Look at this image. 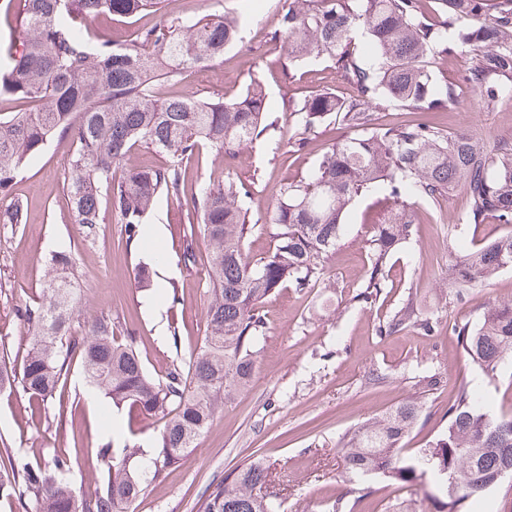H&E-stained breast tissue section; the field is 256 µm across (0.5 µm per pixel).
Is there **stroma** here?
<instances>
[{
  "label": "stroma",
  "instance_id": "35a3bbf8",
  "mask_svg": "<svg viewBox=\"0 0 512 512\" xmlns=\"http://www.w3.org/2000/svg\"><path fill=\"white\" fill-rule=\"evenodd\" d=\"M278 7L279 0H174L171 6L172 18L184 25L223 14L239 19L242 39L224 52V91L233 95L249 82H259L276 121L228 171L231 178L254 181L243 201L256 224L245 243L253 260L275 248L268 219L280 185L306 176L329 147L349 135L332 125L294 151L290 105L318 88L343 92L346 83L330 62L318 57L295 71L282 69L281 51L267 38ZM434 79L441 86H456L458 97L447 111L424 113V120L451 132H468L490 146L512 141V98L485 107L483 96L464 79L461 58L454 55L441 60ZM69 152V145H54L32 162L12 190L25 205L23 223L0 225V358L21 368L28 336L18 310L37 299L51 252L67 250L81 273L86 312H106L125 322L150 372L187 360L206 329L209 302L203 268H188L179 260L183 231L195 221V213L161 198L145 218L146 224L160 225L157 239L127 240L123 225L108 214L94 242L86 243L62 193ZM464 204L457 191L435 206L419 203L415 236L391 253L379 302L363 307L353 297L370 263L367 238L384 207L369 197L354 202L344 217V236L325 261L324 283L301 292L287 287L265 302L267 330L251 383L219 408L185 462L151 483L138 512H198L225 471L255 452L281 471L279 491L286 512H332L343 496L358 500L356 512H379L382 502L398 498L424 499L432 489L428 480L359 497L357 484L338 468L336 448L349 431L417 398L427 418L402 442L405 454L417 453L444 429L448 404L465 382L485 392L492 413L512 412V360L496 377L485 376L446 326L450 320H477L486 306L512 299V269L478 290L449 293V248L464 253L512 232V225L491 220L449 241L448 228L458 222ZM140 267L150 272L149 287H140L135 279ZM411 294L422 312L440 316L439 329L428 336L411 328L379 334L380 325ZM69 364L66 392L88 426V438L73 439L70 430L31 416L23 393L0 396V457L8 453L42 462L53 452L70 451L66 477L76 485L89 484L107 469L106 460L86 453L89 444L133 448L134 464L144 466L157 429L129 428L127 409L100 395L88 400L80 358ZM433 374L439 386H430Z\"/></svg>",
  "mask_w": 512,
  "mask_h": 512
}]
</instances>
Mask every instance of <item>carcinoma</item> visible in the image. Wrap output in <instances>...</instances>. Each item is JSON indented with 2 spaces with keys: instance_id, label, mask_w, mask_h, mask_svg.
Here are the masks:
<instances>
[{
  "instance_id": "obj_1",
  "label": "carcinoma",
  "mask_w": 512,
  "mask_h": 512,
  "mask_svg": "<svg viewBox=\"0 0 512 512\" xmlns=\"http://www.w3.org/2000/svg\"><path fill=\"white\" fill-rule=\"evenodd\" d=\"M171 0H9L4 22L18 30L8 63L0 67V99L36 104L33 110L0 113V224H20L24 204L11 197L31 162L53 141L75 146L63 195L85 239L95 236L101 209L124 225L130 241L144 232L156 198L192 206L200 226L184 230L185 267L206 260L207 328L185 363L157 376L145 369L128 329L100 313L81 335V286L70 252L54 251L39 302L20 309L31 338L14 373L0 360V392L21 387L30 413L57 401L54 419L75 426L64 401L68 361L79 353L86 382L114 405H125L159 429L152 470L127 465L128 448L95 449L112 464L94 488L63 479L70 456L56 453L36 465L8 460L0 465V496L29 499L36 512H136L148 486L181 465L210 426L218 405L249 385L256 369L254 347L265 335L262 304L279 289L320 285L324 261L344 234L342 217L351 202L383 188L391 205L369 239L372 259L362 290L370 305L384 288L387 259L414 233V200L439 202L459 189L467 208L448 229V287L460 293L512 268V234L488 240L457 255L462 228L495 219L512 224V143L487 149L468 133L416 120L378 123V114L441 112L455 101L454 85L440 88L434 68L446 55L463 59L468 83L486 104L512 94V0H280L268 39L281 44L293 66L311 56L328 59L356 89L311 92L290 113L295 145L309 144L326 122L355 128L323 153L313 173L279 188L269 217L276 240L265 258L251 261L245 239L255 225L241 199L251 184L222 176L193 180L190 167L210 161L224 169L262 133L266 98L257 82L235 96L217 86L206 97L164 96L160 89L185 72L215 69L224 48L241 38L239 21L205 16L191 25L169 19ZM155 16L132 39L91 35L86 22L100 17ZM377 50L365 65L356 38ZM141 149L161 153L159 167L129 164ZM203 239L206 251L197 250ZM439 319L419 311L413 299L400 307L382 331L416 328L428 335ZM452 333L472 362L497 376L512 356V300L486 308L475 323H453ZM424 404L405 401L340 441V468L349 481L380 477L399 487L428 475L434 492L429 512H467L469 502L512 478V415L493 417L483 396L459 387L445 416L448 426L428 447L405 456L401 442L418 426ZM271 466L260 459L230 468L208 497L204 512H281L268 492Z\"/></svg>"
}]
</instances>
